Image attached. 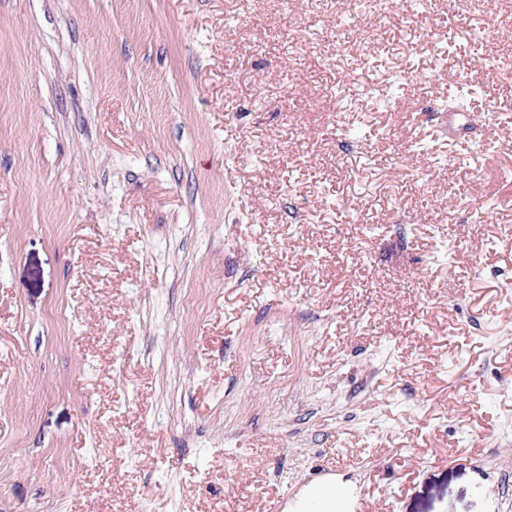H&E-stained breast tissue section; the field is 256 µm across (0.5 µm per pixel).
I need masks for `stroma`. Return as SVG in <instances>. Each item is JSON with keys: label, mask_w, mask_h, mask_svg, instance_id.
<instances>
[{"label": "stroma", "mask_w": 512, "mask_h": 512, "mask_svg": "<svg viewBox=\"0 0 512 512\" xmlns=\"http://www.w3.org/2000/svg\"><path fill=\"white\" fill-rule=\"evenodd\" d=\"M501 57L512 0H0V512H512Z\"/></svg>", "instance_id": "obj_1"}]
</instances>
